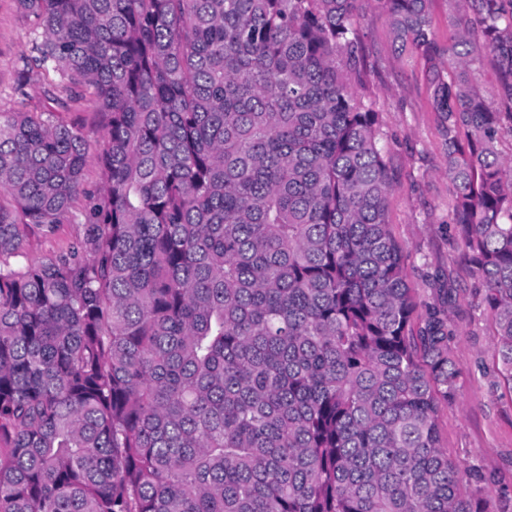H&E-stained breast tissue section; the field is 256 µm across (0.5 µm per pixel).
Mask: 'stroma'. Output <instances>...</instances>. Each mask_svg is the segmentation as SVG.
I'll return each instance as SVG.
<instances>
[{
	"mask_svg": "<svg viewBox=\"0 0 512 512\" xmlns=\"http://www.w3.org/2000/svg\"><path fill=\"white\" fill-rule=\"evenodd\" d=\"M355 27L364 68L350 83L377 114L393 185L387 221L405 250L404 272L417 292L418 318L441 306L438 285L449 283L455 290L448 347L461 374L454 401L440 411L441 444L470 471L466 494L488 499L491 512H512V392L492 356L493 329L480 307L482 286L450 222L446 146L439 114L429 102L425 62L398 54L388 16L376 0H368ZM29 39V23L16 0H0V112L33 106L42 96L35 83L26 93L17 89ZM81 231L74 220L50 236L32 233L25 253L33 261L50 258Z\"/></svg>",
	"mask_w": 512,
	"mask_h": 512,
	"instance_id": "1",
	"label": "stroma"
}]
</instances>
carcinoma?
Wrapping results in <instances>:
<instances>
[{"instance_id":"carcinoma-1","label":"carcinoma","mask_w":512,"mask_h":512,"mask_svg":"<svg viewBox=\"0 0 512 512\" xmlns=\"http://www.w3.org/2000/svg\"><path fill=\"white\" fill-rule=\"evenodd\" d=\"M426 62L452 223L512 392V0H377ZM58 98L0 112V512H491L440 446L448 315L413 328L364 0H17ZM498 63L499 101L467 67ZM84 197L82 235L25 259ZM430 12L437 39L442 43H448V39H452L456 34L448 0H432ZM67 112H69V119L82 127L92 141L98 139L104 118L88 98L68 97Z\"/></svg>"}]
</instances>
